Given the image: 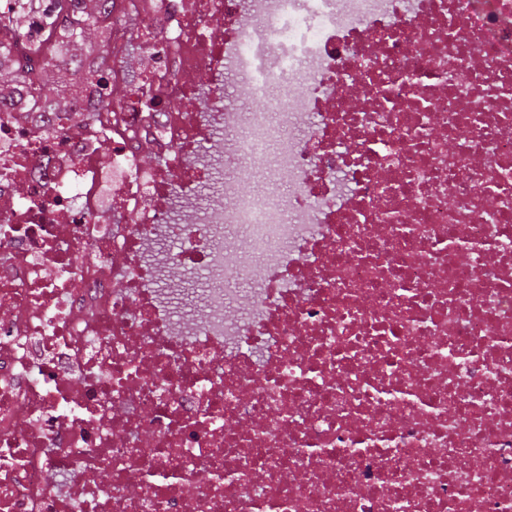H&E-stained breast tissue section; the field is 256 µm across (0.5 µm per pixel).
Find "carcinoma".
<instances>
[{
  "instance_id": "cac0c4a2",
  "label": "carcinoma",
  "mask_w": 512,
  "mask_h": 512,
  "mask_svg": "<svg viewBox=\"0 0 512 512\" xmlns=\"http://www.w3.org/2000/svg\"><path fill=\"white\" fill-rule=\"evenodd\" d=\"M113 7L114 0H94L91 6L87 0H40L37 5L34 0L27 3L17 0L13 14L14 25L18 28L17 40L28 39L25 18L34 11L45 23L44 35L52 44V51L46 54L34 49L36 62L24 69L13 60L15 43L0 42V75L7 77L0 84V102L19 100L32 93L39 107L51 112H69L73 102L89 97L90 66L78 58L76 51L91 33L96 34L99 43L109 42ZM53 70L61 72L59 79L71 87L72 103L66 106L57 101L51 84L44 80L45 74Z\"/></svg>"
}]
</instances>
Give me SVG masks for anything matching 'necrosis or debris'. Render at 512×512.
<instances>
[{
  "label": "necrosis or debris",
  "instance_id": "obj_1",
  "mask_svg": "<svg viewBox=\"0 0 512 512\" xmlns=\"http://www.w3.org/2000/svg\"><path fill=\"white\" fill-rule=\"evenodd\" d=\"M321 2L301 79L310 0H116L92 121L0 107V512H512V0Z\"/></svg>",
  "mask_w": 512,
  "mask_h": 512
}]
</instances>
